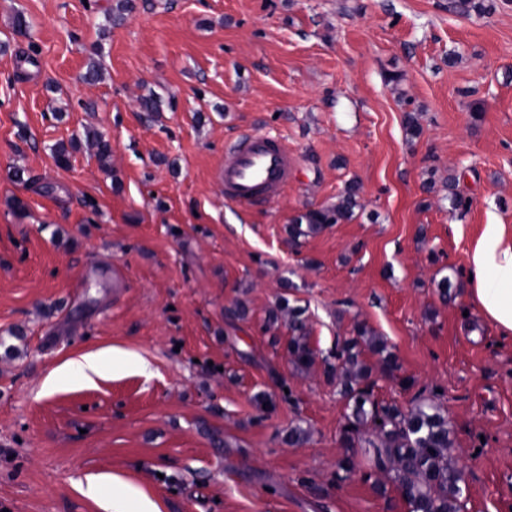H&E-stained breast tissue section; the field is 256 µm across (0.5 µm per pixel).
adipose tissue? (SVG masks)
<instances>
[{
	"instance_id": "1",
	"label": "adipose tissue",
	"mask_w": 512,
	"mask_h": 512,
	"mask_svg": "<svg viewBox=\"0 0 512 512\" xmlns=\"http://www.w3.org/2000/svg\"><path fill=\"white\" fill-rule=\"evenodd\" d=\"M467 295L482 313L502 329L512 332V242L497 224L487 225L471 257ZM127 359V352L107 348L71 358L57 367L51 381L66 377L90 380L108 358Z\"/></svg>"
}]
</instances>
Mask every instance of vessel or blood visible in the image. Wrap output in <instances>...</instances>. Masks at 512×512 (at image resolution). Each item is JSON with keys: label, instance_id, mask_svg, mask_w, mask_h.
<instances>
[{"label": "vessel or blood", "instance_id": "vessel-or-blood-1", "mask_svg": "<svg viewBox=\"0 0 512 512\" xmlns=\"http://www.w3.org/2000/svg\"><path fill=\"white\" fill-rule=\"evenodd\" d=\"M297 166V156L279 136L243 135L224 150V197L241 206L273 200L294 177Z\"/></svg>", "mask_w": 512, "mask_h": 512}]
</instances>
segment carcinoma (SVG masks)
<instances>
[{
  "label": "carcinoma",
  "instance_id": "cac0c4a2",
  "mask_svg": "<svg viewBox=\"0 0 512 512\" xmlns=\"http://www.w3.org/2000/svg\"><path fill=\"white\" fill-rule=\"evenodd\" d=\"M451 7L465 15L488 10L484 0H452ZM87 139L100 161L112 155V147L103 135L92 131ZM358 207L356 188L350 185L336 204L309 209L295 217L290 232L297 237L328 224H339L350 219ZM279 310L288 313L292 332L288 354L297 366L311 367L316 355L309 344L306 308L283 304ZM366 348L382 356L384 373L396 369L394 355L361 323L355 325L354 336L336 344L335 362L323 360L326 379L340 386L349 410V429L345 430L343 443L362 449L373 467L393 474L411 512H458L460 476L448 466L452 440L447 417L437 405L421 397L415 398L407 411L379 403L374 396L371 368L362 359Z\"/></svg>",
  "mask_w": 512,
  "mask_h": 512
}]
</instances>
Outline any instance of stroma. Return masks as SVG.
Segmentation results:
<instances>
[{"mask_svg": "<svg viewBox=\"0 0 512 512\" xmlns=\"http://www.w3.org/2000/svg\"><path fill=\"white\" fill-rule=\"evenodd\" d=\"M491 2L132 0L115 24L117 0H0V512H101L80 487L97 473L160 512H410L366 459L338 470L346 403L291 363L286 320L268 327L283 297L318 357L375 331L399 364L383 377L364 352L377 400L448 417L460 512H512V332L462 289L486 225L512 236V0ZM247 133L299 157L272 202L224 198V148ZM352 180L350 221L290 238ZM111 347L132 361L47 387ZM110 357L113 360H130L132 358L129 353L115 348L88 352L78 358L68 359L57 367L48 379V385L53 386L58 380L66 377H76L90 381L92 379L91 375H98L103 363Z\"/></svg>", "mask_w": 512, "mask_h": 512, "instance_id": "1", "label": "stroma"}]
</instances>
